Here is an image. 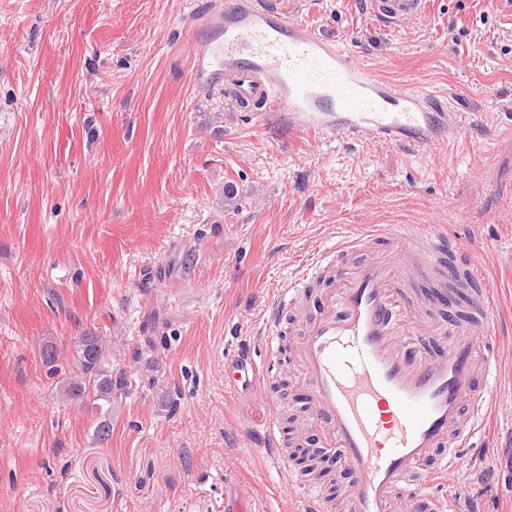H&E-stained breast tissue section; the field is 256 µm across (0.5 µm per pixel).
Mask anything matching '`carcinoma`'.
I'll return each mask as SVG.
<instances>
[{"instance_id": "carcinoma-1", "label": "carcinoma", "mask_w": 512, "mask_h": 512, "mask_svg": "<svg viewBox=\"0 0 512 512\" xmlns=\"http://www.w3.org/2000/svg\"><path fill=\"white\" fill-rule=\"evenodd\" d=\"M76 372L60 381L62 393L70 402L112 405L116 394H124L127 381L112 377L105 361L104 340L96 335L81 336L75 342L73 355Z\"/></svg>"}]
</instances>
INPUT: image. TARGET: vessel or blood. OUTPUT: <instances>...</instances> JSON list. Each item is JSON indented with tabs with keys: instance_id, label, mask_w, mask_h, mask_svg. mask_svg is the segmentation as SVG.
<instances>
[{
	"instance_id": "vessel-or-blood-1",
	"label": "vessel or blood",
	"mask_w": 512,
	"mask_h": 512,
	"mask_svg": "<svg viewBox=\"0 0 512 512\" xmlns=\"http://www.w3.org/2000/svg\"><path fill=\"white\" fill-rule=\"evenodd\" d=\"M426 5L367 0L366 8L379 23L400 27L423 18ZM202 21L224 38L200 50L194 87L226 85L242 105L261 104L264 122L411 153L447 147L460 133L461 114L435 94L378 77L347 45L288 17L273 0H233ZM377 241L379 254L369 249ZM485 263L480 251L414 224L338 236L309 256L267 308L264 363L246 349L226 356L224 385L254 392L274 376L281 325L304 281L327 280L292 355L312 394L311 425L327 429L320 454L354 476L349 512H391L396 503L404 512H444L441 498H422V490L451 485L457 459L497 409L501 355L488 339L500 327L481 275ZM432 274L472 291L468 322H433V335L447 342L441 350L423 340L402 293ZM289 487L306 500V512H328L318 486L294 476Z\"/></svg>"
}]
</instances>
